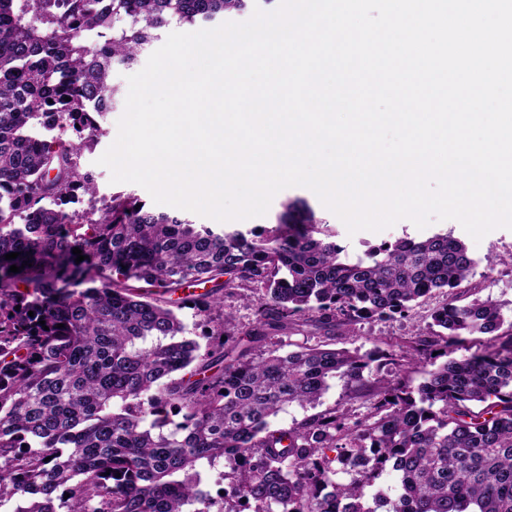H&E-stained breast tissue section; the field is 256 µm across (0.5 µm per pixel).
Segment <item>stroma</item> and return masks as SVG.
<instances>
[{
	"mask_svg": "<svg viewBox=\"0 0 512 512\" xmlns=\"http://www.w3.org/2000/svg\"><path fill=\"white\" fill-rule=\"evenodd\" d=\"M147 60V55L143 54L131 66L120 67L113 71L112 83L118 89L120 101L106 115L104 123L106 136L102 137L92 149L84 151L81 158L84 169L90 171L95 178L99 197H110L112 192L122 188L136 194L142 201L147 202L151 199L148 191L140 185L128 183L120 187L111 183L109 169L97 163L98 158L117 137V121L124 112L123 100L128 93L126 78L141 71ZM295 198L305 199L315 210L317 216L335 229L338 243L345 247L348 255L352 257L363 254L368 246L394 240L406 233L424 238L440 230L453 232L455 237L465 243L470 256L476 262L473 275L462 282L458 289L459 294L468 300L475 297L491 299L502 305L505 318H512V230L496 229L488 233L482 240L477 241L454 220L436 221L423 229L417 228L410 221L402 220L391 228L379 232L360 231L351 235L348 234L344 223L326 209L311 190L304 187H290L280 191L274 197L267 214L244 220V227L272 225L277 214L281 212L283 203ZM445 300V294L436 293L416 306L410 317L406 319L362 323L350 329L339 328L328 334L299 332L291 335L290 340L309 346L326 344L336 349L358 348L364 351L387 343L400 344L420 330L426 329L432 309Z\"/></svg>",
	"mask_w": 512,
	"mask_h": 512,
	"instance_id": "obj_1",
	"label": "stroma"
}]
</instances>
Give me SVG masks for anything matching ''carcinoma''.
Returning a JSON list of instances; mask_svg holds the SVG:
<instances>
[{
  "label": "carcinoma",
  "mask_w": 512,
  "mask_h": 512,
  "mask_svg": "<svg viewBox=\"0 0 512 512\" xmlns=\"http://www.w3.org/2000/svg\"><path fill=\"white\" fill-rule=\"evenodd\" d=\"M248 2L0 0V512H212L197 465L220 461L222 512H512V322L455 293L475 267L463 241L352 259L300 199L242 231L96 197L80 160L112 70L174 21ZM228 288L257 293L252 326L224 313ZM435 291L448 301L398 355L283 350L291 330L404 318ZM189 304L204 345L176 314ZM337 376L365 414L272 426Z\"/></svg>",
  "instance_id": "obj_1"
}]
</instances>
